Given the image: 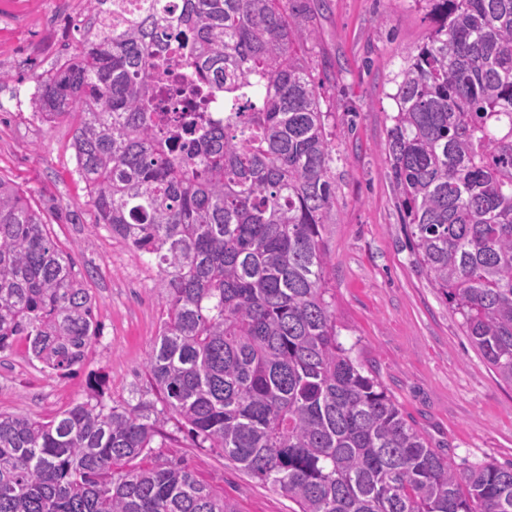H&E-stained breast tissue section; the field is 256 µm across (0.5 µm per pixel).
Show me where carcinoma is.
I'll list each match as a JSON object with an SVG mask.
<instances>
[{"instance_id": "1", "label": "carcinoma", "mask_w": 512, "mask_h": 512, "mask_svg": "<svg viewBox=\"0 0 512 512\" xmlns=\"http://www.w3.org/2000/svg\"><path fill=\"white\" fill-rule=\"evenodd\" d=\"M38 77L97 223L154 258L165 309L147 359L198 448L299 512H512V463L460 468L430 447L339 341L322 230L336 149L312 33L293 0H140ZM435 27L392 79L384 151L416 263L512 383V0H415ZM174 31L213 75L224 123L152 103ZM95 298L40 212L0 178V352L22 341L68 378L100 334ZM48 422L0 412V512H235L163 457L154 404L104 380Z\"/></svg>"}]
</instances>
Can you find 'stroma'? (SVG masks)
I'll return each mask as SVG.
<instances>
[{
	"label": "stroma",
	"instance_id": "35a3bbf8",
	"mask_svg": "<svg viewBox=\"0 0 512 512\" xmlns=\"http://www.w3.org/2000/svg\"><path fill=\"white\" fill-rule=\"evenodd\" d=\"M310 65L333 105L341 154L336 209L323 231L340 340L372 372L405 419L457 466L512 462V384L460 327L409 247L383 152L392 78L432 21L415 0H303ZM85 0H0V177L21 187L72 257L96 299L100 335L83 368L48 375L24 344L0 353V412L47 420L83 401L88 374L106 379L107 403H159L143 366L163 311L158 269L98 224L72 148L74 127L34 116L37 75L80 52ZM156 443L185 460L237 512H294L281 492L238 470L221 449L195 447L184 425L156 416Z\"/></svg>",
	"mask_w": 512,
	"mask_h": 512
}]
</instances>
